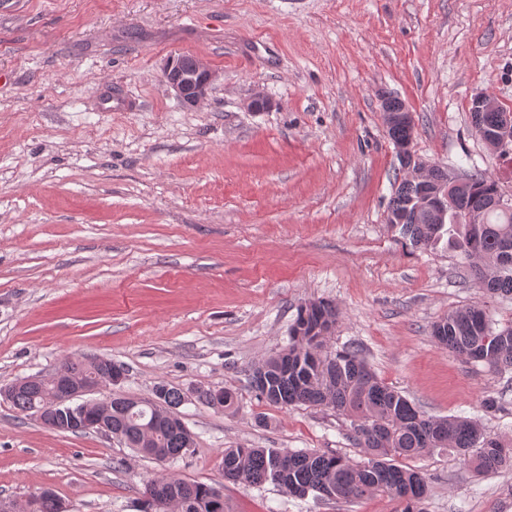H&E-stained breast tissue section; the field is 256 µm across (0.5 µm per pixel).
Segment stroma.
Segmentation results:
<instances>
[{"label": "stroma", "mask_w": 512, "mask_h": 512, "mask_svg": "<svg viewBox=\"0 0 512 512\" xmlns=\"http://www.w3.org/2000/svg\"><path fill=\"white\" fill-rule=\"evenodd\" d=\"M173 53L220 74L199 108L163 79ZM115 87L135 111L100 110ZM257 91L272 109L248 110ZM479 95L512 113V0H0V388L105 357L126 371L122 395L179 388L195 436L159 462L0 398V499L48 488L67 512H138L167 474L222 485L232 512H402L383 494L297 499L223 476L239 445L363 458L343 416L268 404L250 384L311 300L339 311L328 351L360 346L425 414L512 442V373L430 335L476 302L512 324V299L486 298L456 252L413 248L386 222L405 173L385 96L412 113L420 161L512 195V160L472 128ZM209 388L233 390L236 412L201 404ZM413 465L426 512H512L511 469L479 475L451 451Z\"/></svg>", "instance_id": "35a3bbf8"}]
</instances>
